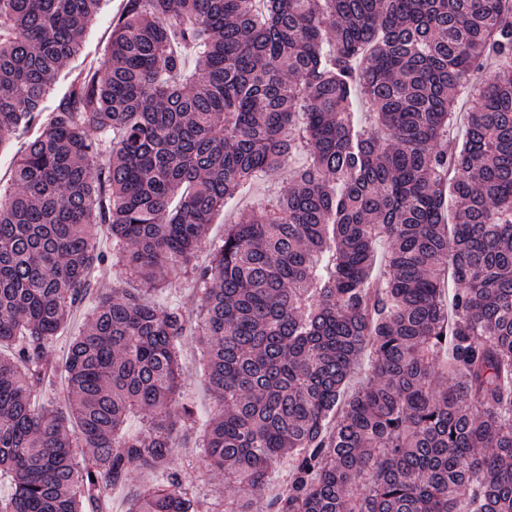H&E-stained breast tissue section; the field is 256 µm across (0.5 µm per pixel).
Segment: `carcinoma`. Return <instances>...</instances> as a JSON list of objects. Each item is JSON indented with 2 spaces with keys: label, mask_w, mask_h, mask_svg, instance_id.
Instances as JSON below:
<instances>
[{
  "label": "carcinoma",
  "mask_w": 512,
  "mask_h": 512,
  "mask_svg": "<svg viewBox=\"0 0 512 512\" xmlns=\"http://www.w3.org/2000/svg\"><path fill=\"white\" fill-rule=\"evenodd\" d=\"M100 5L0 0V143L29 133L0 191V512H83L134 469L157 480L127 512H206L171 467L192 412L166 269L202 291L224 512H512V0H126L109 65L49 110ZM295 158L197 262L215 213ZM108 264L143 289L100 297L38 409ZM87 311V308H82L73 313L69 327L52 344L55 357L61 358L65 355L70 340L83 328Z\"/></svg>",
  "instance_id": "obj_1"
}]
</instances>
